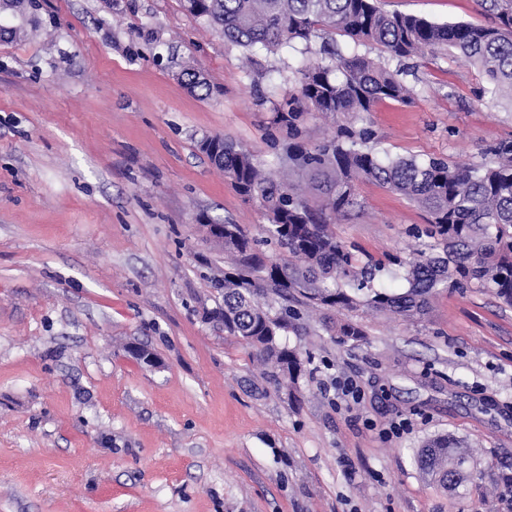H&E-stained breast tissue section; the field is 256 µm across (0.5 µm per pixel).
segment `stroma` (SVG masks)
I'll list each match as a JSON object with an SVG mask.
<instances>
[{
	"mask_svg": "<svg viewBox=\"0 0 512 512\" xmlns=\"http://www.w3.org/2000/svg\"><path fill=\"white\" fill-rule=\"evenodd\" d=\"M39 4L26 39L0 41V512H512V307L474 282L423 319L359 311L354 347L324 330L336 311L314 315L282 338L306 373L277 389L212 317L224 255L203 228L256 235L266 219L197 148L223 135L304 186L288 145L348 124L383 155L478 165L512 139V100L481 98L455 53L390 57L411 102L311 111L295 137L274 117L311 54L247 55L179 0ZM379 5L494 23L479 0ZM357 195L335 225L348 246L406 259L429 245L408 199L369 180ZM338 378L359 401L337 398ZM438 435L464 441L479 480L447 491L419 471Z\"/></svg>",
	"mask_w": 512,
	"mask_h": 512,
	"instance_id": "stroma-1",
	"label": "stroma"
}]
</instances>
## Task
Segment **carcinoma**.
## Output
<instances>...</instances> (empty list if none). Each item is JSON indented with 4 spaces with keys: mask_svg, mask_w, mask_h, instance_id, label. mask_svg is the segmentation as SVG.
Listing matches in <instances>:
<instances>
[{
    "mask_svg": "<svg viewBox=\"0 0 512 512\" xmlns=\"http://www.w3.org/2000/svg\"><path fill=\"white\" fill-rule=\"evenodd\" d=\"M183 9L203 25L247 51L276 53L295 43L319 40L316 61L298 70L297 91L283 99L280 122L293 125L308 107L325 114L369 112L382 100L407 102L410 90L398 72L381 58L346 53L333 35L354 45L371 46L398 60L425 50H452L477 65L486 79L481 95L512 98V0H481L495 24H439L427 19L391 14L375 0H181ZM37 0H0V14L20 23H0V36L25 35L33 22ZM186 85L207 98L214 85L185 70ZM372 136L363 129L342 127L336 137L291 161L309 173L319 193L312 203L305 189L288 186L267 172L248 150L221 135L219 149L207 157L229 177L243 197L257 200L268 224L263 236L250 235L239 224L224 225V254L231 267L224 271V332L255 349L271 366L269 379L292 387L304 373L296 350L279 342L301 309L376 314L404 318L426 316L436 293L468 287L476 281L504 303L512 305V140L498 143L494 159L479 166H454L437 159L381 157L363 143ZM368 179L404 196L428 214L422 234L442 247L443 255L421 250L397 266L405 287L394 291L376 286L385 263L367 255L359 258L336 237L333 224L359 206L355 182ZM272 244L281 254L266 259L262 247ZM281 300L272 313L261 297ZM342 344L364 340L363 326L338 319L326 326ZM417 464L430 481L448 488V476L458 486L477 478L464 442L440 435L424 443Z\"/></svg>",
    "mask_w": 512,
    "mask_h": 512,
    "instance_id": "obj_1",
    "label": "carcinoma"
}]
</instances>
